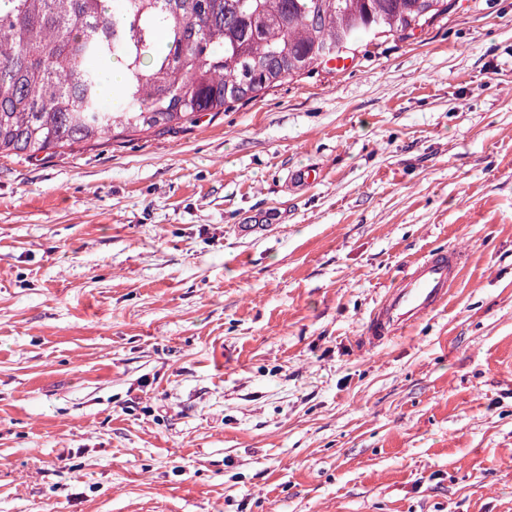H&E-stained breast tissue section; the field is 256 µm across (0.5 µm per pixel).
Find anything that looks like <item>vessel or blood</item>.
Returning <instances> with one entry per match:
<instances>
[{
    "instance_id": "b4317fda",
    "label": "vessel or blood",
    "mask_w": 512,
    "mask_h": 512,
    "mask_svg": "<svg viewBox=\"0 0 512 512\" xmlns=\"http://www.w3.org/2000/svg\"><path fill=\"white\" fill-rule=\"evenodd\" d=\"M465 261L458 248H440L411 264L386 288L364 330L369 346L384 343L444 308Z\"/></svg>"
}]
</instances>
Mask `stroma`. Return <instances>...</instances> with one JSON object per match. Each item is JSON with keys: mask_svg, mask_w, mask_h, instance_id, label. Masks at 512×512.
Masks as SVG:
<instances>
[{"mask_svg": "<svg viewBox=\"0 0 512 512\" xmlns=\"http://www.w3.org/2000/svg\"><path fill=\"white\" fill-rule=\"evenodd\" d=\"M448 246L447 306L363 349ZM0 512H512V0L0 157Z\"/></svg>", "mask_w": 512, "mask_h": 512, "instance_id": "obj_1", "label": "stroma"}]
</instances>
